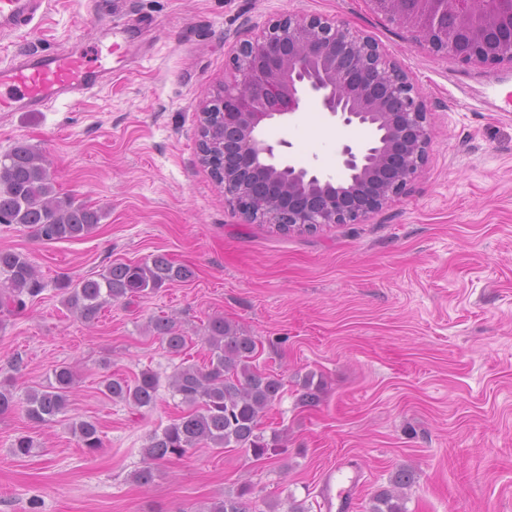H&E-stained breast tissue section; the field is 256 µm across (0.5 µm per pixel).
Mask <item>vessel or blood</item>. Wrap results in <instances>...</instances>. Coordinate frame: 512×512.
<instances>
[{
  "label": "vessel or blood",
  "instance_id": "obj_1",
  "mask_svg": "<svg viewBox=\"0 0 512 512\" xmlns=\"http://www.w3.org/2000/svg\"><path fill=\"white\" fill-rule=\"evenodd\" d=\"M43 4L44 0H0V35L30 25ZM111 76L104 64L90 66L84 55L66 49L0 60V111H39L86 94Z\"/></svg>",
  "mask_w": 512,
  "mask_h": 512
}]
</instances>
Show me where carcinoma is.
I'll use <instances>...</instances> for the list:
<instances>
[{"instance_id": "1", "label": "carcinoma", "mask_w": 512, "mask_h": 512, "mask_svg": "<svg viewBox=\"0 0 512 512\" xmlns=\"http://www.w3.org/2000/svg\"><path fill=\"white\" fill-rule=\"evenodd\" d=\"M223 133L221 113L213 112L204 119L200 152L219 185L224 184ZM101 217V212L72 196H58L46 160L30 145L19 142L0 155V224H21L40 241L58 242L89 235ZM192 276L189 267L158 254L141 263L114 262L95 276L64 279L59 290L64 305L81 320L91 322L107 304L129 303ZM41 291L39 273L28 258L0 250V313L22 311L26 306L24 296L34 298ZM151 332L169 354H183L187 336L173 319L156 318ZM204 342L211 353L208 364L180 366L172 375L170 386L181 397L186 411L149 437L144 448L146 465L134 473V480L141 485L151 483L152 464L182 458L201 444L241 448L257 459L283 448L280 434L264 435L262 421L280 400L284 382L279 375L254 365L256 337L224 317L214 316L208 321ZM53 377L47 386L27 391L22 412L35 424L49 425L67 408L74 371L62 366L54 370ZM102 386L107 398L140 410L155 405L159 380L152 371L143 370L132 380L112 375L102 381ZM73 432L87 453L94 454L102 447L95 422L81 420L73 425ZM413 479L411 470H398L392 478L393 489L375 495L368 512H405L401 491L410 487ZM250 494L251 488L243 485L213 502L209 512H247Z\"/></svg>"}]
</instances>
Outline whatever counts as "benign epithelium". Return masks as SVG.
<instances>
[{"label": "benign epithelium", "mask_w": 512, "mask_h": 512, "mask_svg": "<svg viewBox=\"0 0 512 512\" xmlns=\"http://www.w3.org/2000/svg\"><path fill=\"white\" fill-rule=\"evenodd\" d=\"M410 43L463 66H512V0H366ZM233 75L211 100L224 114V197L250 224H359L406 190L428 160L430 109L409 74L372 37L337 18L284 14L235 45ZM313 97L341 126L377 137L342 142L343 178L276 162L264 127Z\"/></svg>", "instance_id": "7a95c632"}]
</instances>
